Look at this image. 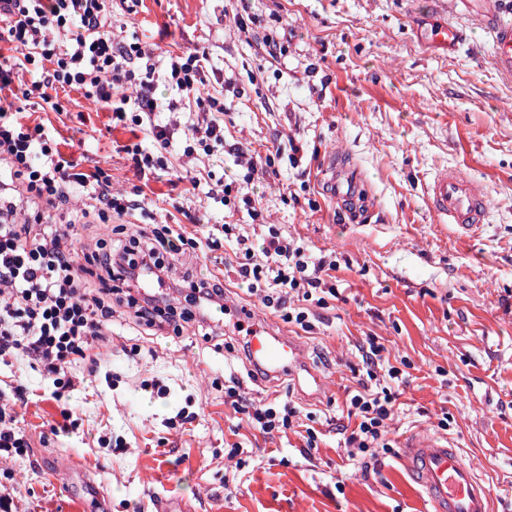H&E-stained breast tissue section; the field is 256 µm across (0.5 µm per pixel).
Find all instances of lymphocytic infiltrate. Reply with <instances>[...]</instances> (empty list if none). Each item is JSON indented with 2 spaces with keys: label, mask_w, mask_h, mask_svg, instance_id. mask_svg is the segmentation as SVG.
<instances>
[{
  "label": "lymphocytic infiltrate",
  "mask_w": 512,
  "mask_h": 512,
  "mask_svg": "<svg viewBox=\"0 0 512 512\" xmlns=\"http://www.w3.org/2000/svg\"><path fill=\"white\" fill-rule=\"evenodd\" d=\"M110 15V0H0V44L11 50L0 59V91L27 72L28 94L57 111L61 105L53 90L76 89L118 118L148 127L156 149L169 151L170 129L154 120V52L138 42L115 41ZM207 62V54L184 51L172 56L166 69L176 94L169 109L185 99L208 115L205 123H189L188 155L199 149L210 156L224 143L218 119L224 104L204 86ZM74 187L86 196L87 206L48 222L46 208L66 204ZM132 208L125 193L113 191L106 172L76 171L41 125H28L0 105V360H30L54 386L55 398L63 396L69 368L92 360L93 349L111 335L114 317L125 315L144 329L177 336L186 324L211 320L224 306V282L210 276L187 279L191 311L174 318L163 308L170 257L215 246L213 237L200 241L181 225L156 224L147 232L78 244L74 230L87 226L90 217L106 223ZM236 244L244 260L235 273L250 293L281 311L286 322L312 331L313 308L328 304L330 264L274 228L261 252L242 235ZM354 377L346 405L356 425L344 446L351 465L366 467L393 448L385 427L395 415V388L405 383L406 373L391 363L383 344L373 341L362 348ZM224 401L267 436L294 428L299 417L290 402L246 399L236 378L225 385Z\"/></svg>",
  "instance_id": "f902f5d3"
}]
</instances>
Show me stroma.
<instances>
[{"mask_svg":"<svg viewBox=\"0 0 512 512\" xmlns=\"http://www.w3.org/2000/svg\"><path fill=\"white\" fill-rule=\"evenodd\" d=\"M111 22L120 39L153 48L160 70L169 55L208 53L205 86L224 93L223 149L185 156L188 116L165 109L160 122L176 128L168 169L143 184L125 148L149 147L148 130L131 132L75 90H58L59 112L18 86L0 98L42 124L78 171L104 169L138 207L194 236L232 224L258 251L274 227L335 262L339 296L303 333L234 276V241L171 260L177 282L188 271L223 277L244 327L300 337L306 368L329 390L311 400L290 378L247 381L245 335L208 340L192 326L148 336L115 318L97 363L73 364L62 401L28 360L0 363V379L28 397L18 420L30 448L0 463L17 512H432L399 454L379 456L366 474L345 466L346 388L372 339L409 365L391 439L438 432L447 420L495 512H512V74L495 66L480 19L455 0H252L245 15L238 0H114ZM440 23L465 29L467 42L451 52L418 41V28ZM270 38L282 46L274 58ZM272 150L276 175L248 171V158ZM334 155L366 181L372 209L360 220L329 194ZM449 167L468 172L490 205L482 234L466 245L425 196ZM231 375L253 399L289 398L317 448L302 454L298 433L265 436L236 419L224 404ZM64 407L72 425L57 436L50 426ZM181 412L193 422L177 425ZM235 443L249 455L240 470L227 459Z\"/></svg>","mask_w":512,"mask_h":512,"instance_id":"obj_1","label":"stroma"}]
</instances>
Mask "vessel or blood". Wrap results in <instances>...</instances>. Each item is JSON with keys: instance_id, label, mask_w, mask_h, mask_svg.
I'll return each mask as SVG.
<instances>
[{"instance_id": "vessel-or-blood-1", "label": "vessel or blood", "mask_w": 512, "mask_h": 512, "mask_svg": "<svg viewBox=\"0 0 512 512\" xmlns=\"http://www.w3.org/2000/svg\"><path fill=\"white\" fill-rule=\"evenodd\" d=\"M485 22L493 34L497 67L512 73V23L494 13L486 14ZM332 176L331 193L337 201L353 204L358 210L368 208L367 186L358 169L336 165ZM427 199L438 221L451 227L459 239L473 238L487 222L489 206L473 179L461 170L436 173L427 184ZM249 352L252 364L268 376H297L307 390H322L319 375L299 374L303 347L297 338L260 326L249 336ZM401 455L425 490L433 512H493L492 495L485 481L447 437L410 434L401 442Z\"/></svg>"}]
</instances>
